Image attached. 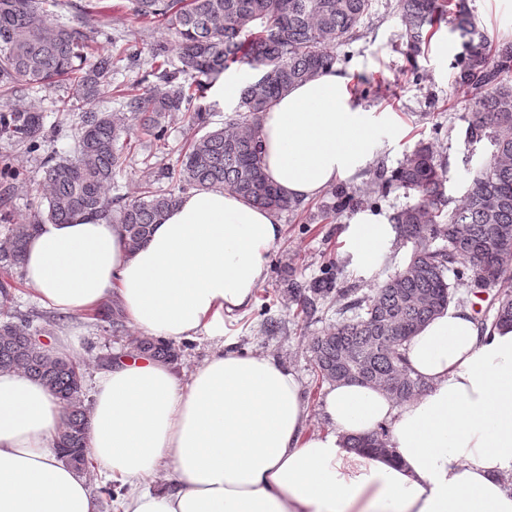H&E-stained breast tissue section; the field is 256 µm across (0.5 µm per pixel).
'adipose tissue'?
<instances>
[{
  "instance_id": "adipose-tissue-1",
  "label": "adipose tissue",
  "mask_w": 512,
  "mask_h": 512,
  "mask_svg": "<svg viewBox=\"0 0 512 512\" xmlns=\"http://www.w3.org/2000/svg\"><path fill=\"white\" fill-rule=\"evenodd\" d=\"M339 69L282 94L261 118L263 169L286 198L308 199L365 168L382 125ZM282 226L274 211L219 188L193 190L129 250L111 216L41 223L24 281L43 306L90 314L118 299L130 324L166 341L222 335L266 278ZM345 236L356 265L379 267L391 224L357 215ZM428 382L400 402L354 381L328 387L325 432L309 431L301 385L274 359L216 349L189 376L145 355L100 374L87 446L122 512H512V327L483 329L449 305L409 341ZM64 413L40 382L0 373V512H99L86 478L60 455ZM387 428L392 455L347 448ZM164 487H157L158 476Z\"/></svg>"
}]
</instances>
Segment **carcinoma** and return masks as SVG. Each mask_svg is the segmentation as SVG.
Masks as SVG:
<instances>
[{
    "label": "carcinoma",
    "mask_w": 512,
    "mask_h": 512,
    "mask_svg": "<svg viewBox=\"0 0 512 512\" xmlns=\"http://www.w3.org/2000/svg\"><path fill=\"white\" fill-rule=\"evenodd\" d=\"M92 9L69 23L51 25L41 0H0V87L12 93L49 88L74 80L79 115L76 156L49 161L40 182L46 208L22 224L7 225L0 241V372H19L41 381L62 407L65 424L56 437L62 458L82 473L91 464L86 449L88 408L80 365L48 346L27 339L30 321L9 311L15 283L7 272L23 266L27 239L43 220L65 224L79 213L112 212L124 225L127 244L146 243L161 216L180 196L144 187L112 207L107 189L128 159L130 135L137 131L164 148L166 117L184 113L194 127L209 124L214 105L206 102L212 83L232 67L247 66L258 77L241 91L237 118L188 144L177 169L182 189L222 187L247 202L274 211L295 204L281 195L263 171L261 114L289 87L332 68L336 48L351 40L369 12L371 0H93ZM408 53L417 55L447 20L462 39L455 83L474 102L466 138H487L490 157L474 171L471 187L446 209L447 164L420 142L390 174H381L380 196L398 185L417 202L393 214L397 239L413 244L406 265L384 281L374 296L357 297L356 319L341 322L312 343L315 371L335 382L336 371L386 378L399 401L426 389L409 372L403 349L428 321L448 308L460 287L498 288L491 325H512V42L492 41L481 30L467 0H398ZM129 13L153 20L175 38L174 46L149 47L148 76L124 96L118 109L97 104L112 84L113 56L103 44L118 43L94 24V17ZM175 51L178 64L169 66ZM0 135L14 144L37 147L44 137L38 110L0 107ZM136 349L171 363L178 353L154 338L134 339ZM386 442L382 428L351 447L370 451Z\"/></svg>",
    "instance_id": "cac0c4a2"
}]
</instances>
